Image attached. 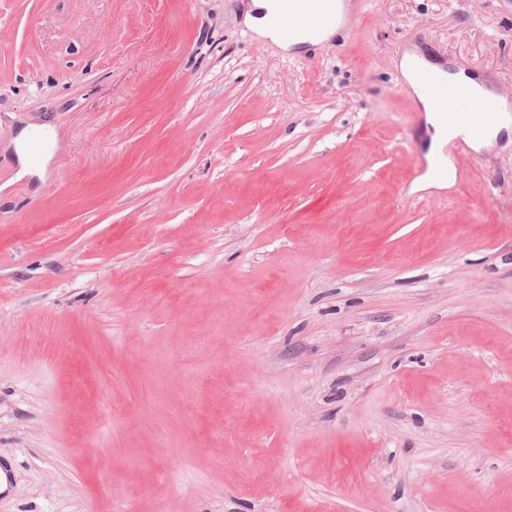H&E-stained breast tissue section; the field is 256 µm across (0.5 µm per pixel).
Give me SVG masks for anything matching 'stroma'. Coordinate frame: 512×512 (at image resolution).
Listing matches in <instances>:
<instances>
[{
	"label": "stroma",
	"mask_w": 512,
	"mask_h": 512,
	"mask_svg": "<svg viewBox=\"0 0 512 512\" xmlns=\"http://www.w3.org/2000/svg\"><path fill=\"white\" fill-rule=\"evenodd\" d=\"M354 2L0 0V512H512V131L418 189L396 67L512 99V0ZM245 5L244 22L261 38L280 43L284 49L305 44L308 41L301 37L285 39L299 33L307 35L311 41H318L323 31L336 26L335 0H290L300 5L299 8H288V11H277L283 7L282 0H251ZM277 11V12H275ZM275 12V13H274ZM274 13L269 21V16ZM269 22L278 30L273 28ZM341 29V25L325 32L323 41L333 38ZM36 138V135L28 128L23 129L17 138V153L20 169V177L34 175L38 168L27 152L28 144Z\"/></svg>",
	"instance_id": "35a3bbf8"
}]
</instances>
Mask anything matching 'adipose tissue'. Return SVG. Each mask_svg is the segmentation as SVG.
I'll use <instances>...</instances> for the list:
<instances>
[{"mask_svg":"<svg viewBox=\"0 0 512 512\" xmlns=\"http://www.w3.org/2000/svg\"><path fill=\"white\" fill-rule=\"evenodd\" d=\"M398 68L416 93L422 110L426 114V122L433 129L427 159L429 162H436L442 153L443 146L449 141L448 115L451 108L447 105H438L423 89L421 74L424 71L430 70V62L418 53L408 51L401 57Z\"/></svg>","mask_w":512,"mask_h":512,"instance_id":"adipose-tissue-1","label":"adipose tissue"}]
</instances>
